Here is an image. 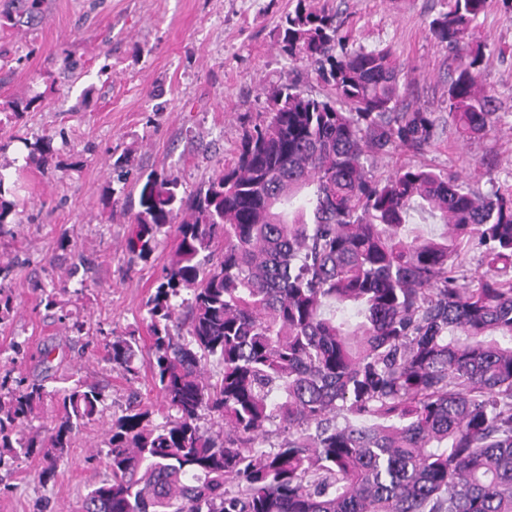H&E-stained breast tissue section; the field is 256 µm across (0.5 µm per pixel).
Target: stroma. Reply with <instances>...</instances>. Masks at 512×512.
Listing matches in <instances>:
<instances>
[{"instance_id": "stroma-1", "label": "stroma", "mask_w": 512, "mask_h": 512, "mask_svg": "<svg viewBox=\"0 0 512 512\" xmlns=\"http://www.w3.org/2000/svg\"><path fill=\"white\" fill-rule=\"evenodd\" d=\"M328 5L346 42L367 50L392 48L403 68L405 101L432 113L437 141L424 152L374 157L383 178L404 165L473 173L489 162L497 182L512 183V8L488 0L468 38L481 47V77L499 97L500 119L486 135L462 142L448 129L451 54L428 30L437 0H313ZM297 0H0V138L18 141L0 152V170L15 182V200L27 220L0 238V259L17 266L11 291L19 308L0 323V379L32 377L36 358L51 345L48 389L74 376L104 389L105 416L130 400L165 412L144 359L137 376L112 367L87 337L67 334L31 289L50 286L77 258L91 267L57 299L91 328L135 333L149 344L142 304L175 248L166 234L148 259L129 253L131 213L149 172L192 190L231 164L246 130L265 119L269 94L297 68L301 88L327 87L304 63L290 65L280 49L279 25ZM34 99L25 125L8 121V106ZM53 135L55 152L43 164L24 160L22 139ZM133 166L128 197L113 206L110 169L122 156ZM66 237L68 248L57 246ZM106 436L100 423L80 432L54 480L38 477L40 458H19L0 470V512H78L89 488L108 471L96 454Z\"/></svg>"}]
</instances>
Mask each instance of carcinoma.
<instances>
[{"instance_id": "obj_1", "label": "carcinoma", "mask_w": 512, "mask_h": 512, "mask_svg": "<svg viewBox=\"0 0 512 512\" xmlns=\"http://www.w3.org/2000/svg\"><path fill=\"white\" fill-rule=\"evenodd\" d=\"M486 7L441 0L428 23L455 62L448 123L464 141L498 119L483 55L464 42ZM281 51L330 95L287 79L232 164L189 193L157 173L140 190L128 251L148 258L171 226L177 240L143 303L165 422L140 405L103 419L104 394L82 379L0 382V466L38 451L48 481L100 422L110 475L80 512H512V185L425 165L375 178L374 155L436 138L431 113L404 105L393 53L347 48L336 14L307 0ZM53 141L25 142L26 160ZM13 194L0 173V235L22 223ZM416 213L442 231L417 230ZM15 278L0 262V322ZM66 288L33 290L49 311ZM59 320L87 334L85 317ZM137 345L114 336L106 360L134 373ZM50 395L43 434L14 441Z\"/></svg>"}]
</instances>
